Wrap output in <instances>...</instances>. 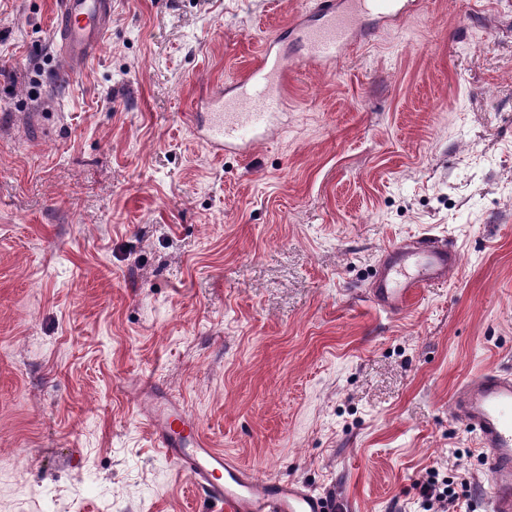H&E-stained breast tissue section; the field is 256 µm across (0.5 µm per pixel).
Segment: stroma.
I'll return each instance as SVG.
<instances>
[{"label":"stroma","mask_w":512,"mask_h":512,"mask_svg":"<svg viewBox=\"0 0 512 512\" xmlns=\"http://www.w3.org/2000/svg\"><path fill=\"white\" fill-rule=\"evenodd\" d=\"M423 2L294 71L285 129L217 158L187 113L308 0H112L58 86L56 0H0V512H209L139 413L150 384L344 512H429L432 476L489 512L449 403L512 371V0ZM422 234L458 268L379 311L382 250Z\"/></svg>","instance_id":"stroma-1"}]
</instances>
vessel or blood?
<instances>
[{"label":"vessel or blood","instance_id":"obj_1","mask_svg":"<svg viewBox=\"0 0 512 512\" xmlns=\"http://www.w3.org/2000/svg\"><path fill=\"white\" fill-rule=\"evenodd\" d=\"M418 0H311L289 35L306 64L334 67L359 41H371L376 29L400 25ZM52 41L61 66L56 79H67L96 57L112 23V0H58ZM291 58L281 39L267 40L253 65L189 113L195 135L215 155H248L254 145L279 128L288 109L284 96ZM460 262L456 246L423 236L402 240L380 256L366 290L367 300L399 314L414 295L446 279ZM142 414L163 456L188 478L213 512H333L330 500L295 480L258 477L254 470L210 447L192 418L177 411L163 394L144 391ZM451 413L477 439L491 487V512H512V373L482 371L453 391Z\"/></svg>","mask_w":512,"mask_h":512}]
</instances>
